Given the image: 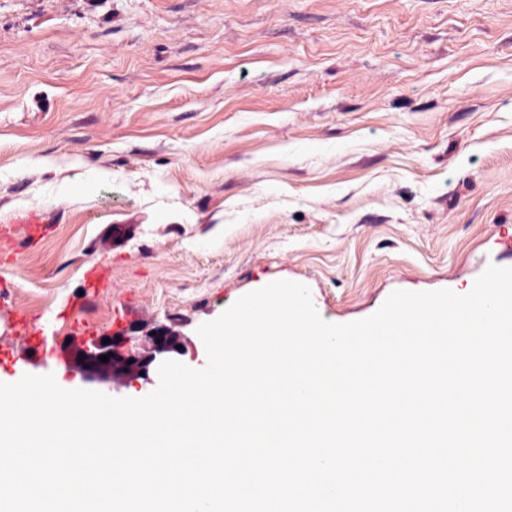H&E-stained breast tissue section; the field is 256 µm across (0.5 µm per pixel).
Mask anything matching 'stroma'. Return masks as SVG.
I'll return each mask as SVG.
<instances>
[{"instance_id":"stroma-1","label":"stroma","mask_w":512,"mask_h":512,"mask_svg":"<svg viewBox=\"0 0 512 512\" xmlns=\"http://www.w3.org/2000/svg\"><path fill=\"white\" fill-rule=\"evenodd\" d=\"M77 189L64 195L62 183ZM39 209L53 230L0 241V277L66 345L57 308L127 301L183 336L277 281L331 323L396 290H463L512 267V0H0V226ZM67 390L141 398L52 363ZM84 288L87 295H97L112 288V271L109 268L94 266L85 273Z\"/></svg>"}]
</instances>
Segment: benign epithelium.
Instances as JSON below:
<instances>
[{
	"instance_id": "1",
	"label": "benign epithelium",
	"mask_w": 512,
	"mask_h": 512,
	"mask_svg": "<svg viewBox=\"0 0 512 512\" xmlns=\"http://www.w3.org/2000/svg\"><path fill=\"white\" fill-rule=\"evenodd\" d=\"M182 352L180 336L165 323L149 328L132 324L125 331L94 339L71 350V364L90 379L131 385L160 361ZM109 355L106 362L101 355Z\"/></svg>"
}]
</instances>
